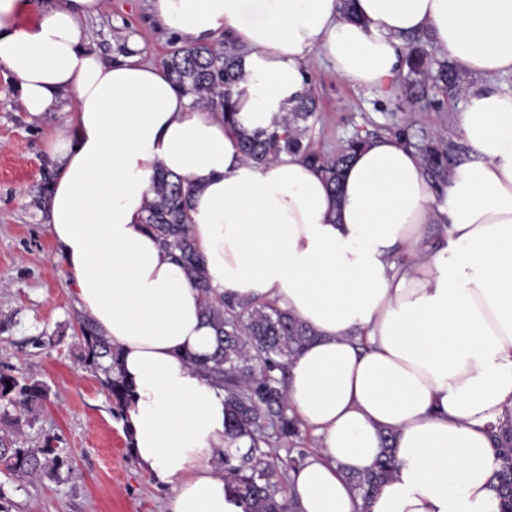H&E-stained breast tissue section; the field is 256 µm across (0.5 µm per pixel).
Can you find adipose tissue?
<instances>
[{"mask_svg":"<svg viewBox=\"0 0 512 512\" xmlns=\"http://www.w3.org/2000/svg\"><path fill=\"white\" fill-rule=\"evenodd\" d=\"M0 0V68L37 116L72 100L46 141L47 230L77 306L121 352L140 468L166 512H241L215 459L224 390L186 362L215 333L203 295L140 219L164 167L192 183L190 235L214 295L271 301L310 326L288 374L292 411L318 441L291 475L298 512H499L493 435L512 416V0H150L183 45L232 34L243 79L234 124L194 106L137 43L108 59L87 20L107 0ZM475 77L456 122L467 144L443 192L418 152L384 135L358 150L339 192L302 155L244 159L240 131L274 127L310 82L312 57L384 97L404 39ZM394 436L395 468L370 503L347 471Z\"/></svg>","mask_w":512,"mask_h":512,"instance_id":"ef3b65f1","label":"adipose tissue"}]
</instances>
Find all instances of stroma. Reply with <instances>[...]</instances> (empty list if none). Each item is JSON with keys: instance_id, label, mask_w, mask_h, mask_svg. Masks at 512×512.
I'll use <instances>...</instances> for the list:
<instances>
[{"instance_id": "1", "label": "stroma", "mask_w": 512, "mask_h": 512, "mask_svg": "<svg viewBox=\"0 0 512 512\" xmlns=\"http://www.w3.org/2000/svg\"><path fill=\"white\" fill-rule=\"evenodd\" d=\"M91 48L120 56L136 37L145 60L163 65L176 40L160 30L148 0H108L103 14L87 23ZM319 116L311 140L331 154L353 135H386L394 121L411 116L413 140L440 132L461 135L450 111L409 107L355 90L329 63H311ZM65 112L31 116L19 105L15 78L0 72V366L45 381L50 396L36 405L35 426H21V444L57 436L69 460L67 481L50 477L28 483L0 479L12 512H165L168 490L142 471L128 446L125 422L97 374L81 364L80 313L69 280L41 214L40 195L52 172L44 152L52 132L65 127ZM61 335L54 348L37 353L23 344L39 332Z\"/></svg>"}]
</instances>
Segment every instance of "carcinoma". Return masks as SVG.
Instances as JSON below:
<instances>
[{
  "label": "carcinoma",
  "mask_w": 512,
  "mask_h": 512,
  "mask_svg": "<svg viewBox=\"0 0 512 512\" xmlns=\"http://www.w3.org/2000/svg\"><path fill=\"white\" fill-rule=\"evenodd\" d=\"M404 69L400 95L410 105L427 101L439 110L460 95L463 89L459 68L446 58L429 51V40L421 35L404 39ZM239 47L224 38V47L207 44L181 47L165 61V71L180 89L193 97L195 105L234 121L232 94L241 80L236 67ZM316 119L312 89L298 95L294 111L288 113L281 129L257 130L243 135L241 149L246 159L257 164L274 161L282 154H301L315 168L332 191H337L343 170L355 150L369 138L354 135L335 153L326 155L310 142L309 121ZM389 135L415 148L437 185L448 182V173L460 146L441 133L413 142L409 124L402 121L390 128ZM153 197L140 223L155 235L163 250L177 253L190 283L205 297L203 315L216 331V345L204 358L192 354L186 360L202 370L211 381L224 388L225 435L224 480L228 493L243 512H295L293 496L287 495L285 478L309 455L302 437V423L293 414L285 393L289 366L313 339L312 330L290 313L271 303H254L223 297L210 298L211 288L202 257L195 249L188 227L191 187L182 177L158 168L152 178ZM80 360L84 367L101 375L114 409L121 414L131 387L119 373V353L93 324L83 319L80 325ZM49 396V387L14 369H0V404L15 412L12 424L25 420L33 406ZM246 437L247 448L235 445ZM392 435L384 436L385 446L374 465L354 472L349 479L363 502H369L388 480L395 466ZM46 436L39 446H24L7 434L0 436V474L28 481L49 476L64 481L67 467L64 450ZM501 461L497 473L500 512H512V420L495 434Z\"/></svg>",
  "instance_id": "cac0c4a2"
}]
</instances>
